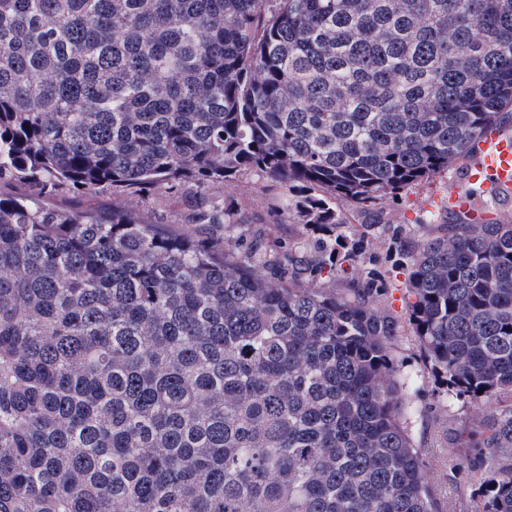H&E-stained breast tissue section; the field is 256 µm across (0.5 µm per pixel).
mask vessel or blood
Listing matches in <instances>:
<instances>
[{"label": "vessel or blood", "mask_w": 512, "mask_h": 512, "mask_svg": "<svg viewBox=\"0 0 512 512\" xmlns=\"http://www.w3.org/2000/svg\"><path fill=\"white\" fill-rule=\"evenodd\" d=\"M467 190L451 192V211L466 214L475 221H484L486 213L477 203L478 191L492 190L501 196L512 195V136L499 128L487 129L479 144L476 159L465 169Z\"/></svg>", "instance_id": "b4317fda"}]
</instances>
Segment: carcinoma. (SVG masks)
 I'll list each match as a JSON object with an SVG mask.
<instances>
[{
    "mask_svg": "<svg viewBox=\"0 0 512 512\" xmlns=\"http://www.w3.org/2000/svg\"><path fill=\"white\" fill-rule=\"evenodd\" d=\"M512 106V0H0V512H440L404 330L473 434L475 512H512V221L396 236L362 206L471 155ZM257 173L296 247L231 201L220 244L131 209ZM349 278L328 290L326 281ZM157 193V198L141 200L112 188H103L80 197L63 190L50 196L49 202L58 207H71L82 202L83 208L98 212L112 210V205H119L139 211L144 220L165 231L188 232L209 242L224 241V225L198 224L195 219L196 202L201 196H208L206 190L193 183H186L172 190L163 188ZM405 277L397 275L393 278L388 286L390 294L387 296L388 305L398 314L405 311L408 302V295L405 286Z\"/></svg>",
    "mask_w": 512,
    "mask_h": 512,
    "instance_id": "carcinoma-1",
    "label": "carcinoma"
}]
</instances>
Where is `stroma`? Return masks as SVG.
<instances>
[{
  "label": "stroma",
  "mask_w": 512,
  "mask_h": 512,
  "mask_svg": "<svg viewBox=\"0 0 512 512\" xmlns=\"http://www.w3.org/2000/svg\"><path fill=\"white\" fill-rule=\"evenodd\" d=\"M464 169V164H456L445 175L390 196L378 204L376 210L386 222L412 227L430 214L441 212L450 189L464 187ZM204 194L207 193L203 188L186 183L160 192L151 200L103 188L80 197L63 190L50 196L49 201L59 207L79 203L83 208L98 212L119 205L139 211L144 220L165 231L186 232L210 242L223 241V225L200 224L195 219L196 202ZM209 194L219 204L224 199H234L250 228L265 229L270 238L286 242L301 235L300 225L279 223L272 209L277 191L258 175H248ZM394 352L412 377L409 428L415 446L423 451L440 508L442 512H473L475 485L470 474L459 468L458 463L472 453L471 432L478 425L480 408L458 401L449 402L445 407L438 405L437 393L441 385L423 361L414 337L406 333L399 336Z\"/></svg>",
  "instance_id": "stroma-1"
}]
</instances>
